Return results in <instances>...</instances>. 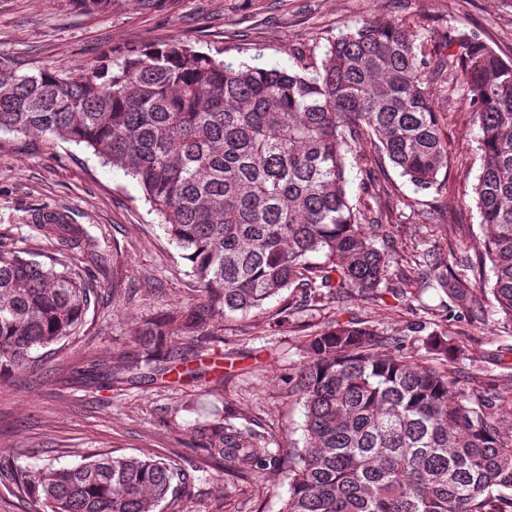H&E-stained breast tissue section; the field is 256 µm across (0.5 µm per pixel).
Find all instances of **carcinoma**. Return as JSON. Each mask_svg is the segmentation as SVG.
<instances>
[{
  "mask_svg": "<svg viewBox=\"0 0 512 512\" xmlns=\"http://www.w3.org/2000/svg\"><path fill=\"white\" fill-rule=\"evenodd\" d=\"M460 49L451 67L479 130L473 192L490 234L462 259L465 274L435 249L415 250L424 276L395 288L391 268L405 258L383 244L389 209L353 204L349 174L377 181L389 163L419 192L448 169L430 62L404 26L364 21L312 70L234 64L179 38L104 51L75 71L0 62V134L84 145L122 170L201 288L198 302L141 327L145 361L119 360L90 379L110 386L142 363L172 374L184 357L161 352L171 332L211 340L215 319L292 286L311 301L371 304L431 289L447 296L446 313L490 307L512 324V61L476 37ZM37 227L56 244L47 262L0 245V378L73 335L97 294L91 266L102 258L88 230L59 210ZM76 249L89 266L66 263ZM409 343L338 322L308 340L296 371L303 447L273 450L218 413L196 428L199 448L226 479L286 471L283 512H512V431L494 413L505 397L457 375L455 364L474 358L451 337L429 334L418 355L404 353ZM10 479L30 512H158L186 474L161 458L94 453L75 466L17 467Z\"/></svg>",
  "mask_w": 512,
  "mask_h": 512,
  "instance_id": "obj_1",
  "label": "carcinoma"
}]
</instances>
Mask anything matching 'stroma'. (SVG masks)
Segmentation results:
<instances>
[{
	"instance_id": "35a3bbf8",
	"label": "stroma",
	"mask_w": 512,
	"mask_h": 512,
	"mask_svg": "<svg viewBox=\"0 0 512 512\" xmlns=\"http://www.w3.org/2000/svg\"><path fill=\"white\" fill-rule=\"evenodd\" d=\"M365 20L415 32L434 63L458 52L462 34L512 61V0H155L147 10L113 0L109 11L93 14L73 0H0V61L24 72L59 64L77 69L108 46L178 37L205 52L223 50L231 61L296 69L320 63L329 41ZM434 89L449 155L439 187L415 191L391 168L382 184L353 190L352 201L367 203L377 189L386 191L389 242L397 250L444 249L456 238L475 254L486 233L473 200L481 167L477 128L456 77L436 76ZM51 210L85 225L105 263L98 298L77 335L57 350L35 352L29 368L0 379L1 467L73 466L84 455L112 451L160 457L190 475L164 512H282L287 478L225 479L199 449L195 428L225 411L249 420L273 447L302 445L303 407L290 394V379L309 336L338 321L417 342L424 332H446L474 354L469 375L512 395V327L492 311L441 318L432 291L405 307L394 299L381 306L308 302L300 289L288 288L247 314L220 319L215 341L203 347L171 335L168 347L188 357L177 380L134 374L107 387L90 382L87 370L120 354L138 356L144 321L196 302L200 291L158 215L121 170L102 166L83 147L0 134V245L52 254L35 221Z\"/></svg>"
}]
</instances>
